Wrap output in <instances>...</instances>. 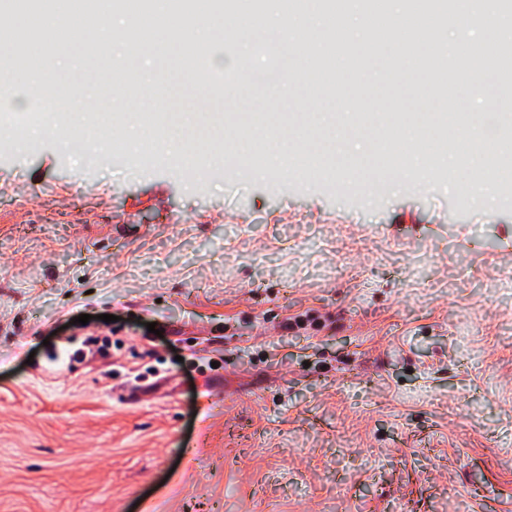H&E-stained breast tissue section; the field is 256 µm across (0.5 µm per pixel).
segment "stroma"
Returning <instances> with one entry per match:
<instances>
[{
	"label": "stroma",
	"mask_w": 512,
	"mask_h": 512,
	"mask_svg": "<svg viewBox=\"0 0 512 512\" xmlns=\"http://www.w3.org/2000/svg\"><path fill=\"white\" fill-rule=\"evenodd\" d=\"M413 181L0 152V512H512V203Z\"/></svg>",
	"instance_id": "35a3bbf8"
}]
</instances>
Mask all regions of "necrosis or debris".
Listing matches in <instances>:
<instances>
[{"mask_svg": "<svg viewBox=\"0 0 512 512\" xmlns=\"http://www.w3.org/2000/svg\"><path fill=\"white\" fill-rule=\"evenodd\" d=\"M388 0H0V72L39 71L51 54L69 49L71 28L94 27L107 15L129 11L139 14L134 26L120 34L129 55L145 50L163 54L181 48L178 65L192 85L223 95L225 85L246 90L269 81L278 58L273 46L258 45L268 59L267 73L256 75L238 66L213 70L206 64L207 49H196L189 39L190 26H204L239 18L252 28L267 25L270 12L298 18L302 27L289 33L300 56L291 68L315 98L335 92L338 70L354 64L357 55L382 53L385 67L380 89L373 95L374 111L364 113L362 126L378 140V153L370 163L378 171L404 180L420 164L447 171L448 157L457 154L467 185L476 175L492 169L493 180L485 187L512 186V109L494 105L490 114L468 111L419 114L401 109L385 96L386 91L406 86L411 95L440 101L465 99L467 94L493 97L486 79L470 70L472 58L494 54L500 83L512 87V0H492L490 33L502 41L498 50L482 43L461 55L448 49L442 33L448 26L471 20L479 0H405L401 16L387 10ZM358 6L365 23V37L348 42L340 19ZM96 68L86 76L96 87L98 114L80 118L63 109L49 110L45 101L32 100L26 112L15 111L0 100V146L15 149L27 144L29 127L40 124L68 130L75 138L100 143L104 154L124 151L118 127L125 116L117 107L126 99L149 92L148 83L125 63L112 57L108 41L92 48ZM363 78L351 77L347 94L364 91ZM344 133L332 112H144L140 115L141 154L176 155L180 167L201 169L227 178L245 177L263 168H283L297 175L319 169L324 178L347 180L350 169L336 163Z\"/></svg>", "mask_w": 512, "mask_h": 512, "instance_id": "1", "label": "necrosis or debris"}]
</instances>
